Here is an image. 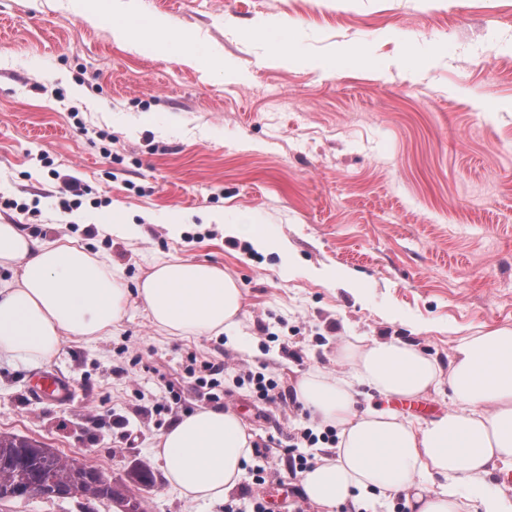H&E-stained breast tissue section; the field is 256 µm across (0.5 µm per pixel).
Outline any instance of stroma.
I'll use <instances>...</instances> for the list:
<instances>
[{"label":"stroma","mask_w":512,"mask_h":512,"mask_svg":"<svg viewBox=\"0 0 512 512\" xmlns=\"http://www.w3.org/2000/svg\"><path fill=\"white\" fill-rule=\"evenodd\" d=\"M88 0H0V221L44 242L106 255L128 288L171 253L230 272L239 325L183 338L138 300L111 335L64 340L26 363L0 355V433L44 443L116 483L148 465L145 512H224L181 494L157 438L202 408L236 412L257 448L284 458L295 430L321 433L293 383L336 371L343 336L397 338L447 366L459 339L512 328V0H133L172 33L196 32L233 70L206 74L133 52L85 19ZM297 23L296 64L273 66L241 30ZM362 61L313 69L337 43ZM423 65L410 77L401 62ZM78 180L80 206L59 188ZM120 220L133 238L102 232ZM265 228L256 252L224 227ZM181 225L180 234L169 231ZM222 359L215 396L190 383V356ZM66 401L32 397L38 373ZM287 399L259 401L246 371ZM243 480L272 512H319ZM0 512H116L109 500L13 499ZM69 391L62 378L51 371L40 374L31 388L32 394L49 398H64Z\"/></svg>","instance_id":"obj_1"}]
</instances>
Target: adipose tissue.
<instances>
[{
    "instance_id": "adipose-tissue-1",
    "label": "adipose tissue",
    "mask_w": 512,
    "mask_h": 512,
    "mask_svg": "<svg viewBox=\"0 0 512 512\" xmlns=\"http://www.w3.org/2000/svg\"><path fill=\"white\" fill-rule=\"evenodd\" d=\"M90 24L113 40L162 60L211 70L200 34H170L165 17L133 15L124 0L91 5ZM295 26L274 20L247 31L265 60L295 62ZM0 354L36 362L64 339L90 341L111 334L138 298L154 326L177 336H207L236 326L244 298L237 280L218 266L172 255L155 262L129 289L105 256L70 240L42 243L17 225L0 224ZM336 362L346 376L318 370L301 375L296 396L313 419L337 432L333 454L300 475L307 499L333 512L375 491L406 492L412 512H465L459 487L481 488L493 465L512 466V329L495 328L459 340L448 368L400 340L355 336L340 342ZM447 386L448 411L418 422L397 412L358 406V389L415 399ZM252 436L231 410L203 408L160 435L154 451L182 494L221 503L244 476Z\"/></svg>"
}]
</instances>
